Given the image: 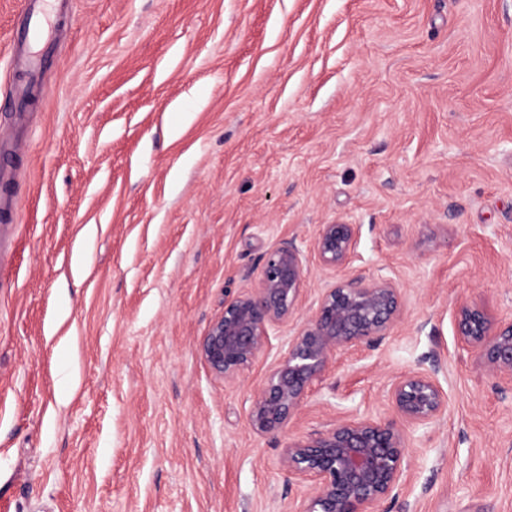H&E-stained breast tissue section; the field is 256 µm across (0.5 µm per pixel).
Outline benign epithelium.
Masks as SVG:
<instances>
[{
  "instance_id": "1",
  "label": "benign epithelium",
  "mask_w": 512,
  "mask_h": 512,
  "mask_svg": "<svg viewBox=\"0 0 512 512\" xmlns=\"http://www.w3.org/2000/svg\"><path fill=\"white\" fill-rule=\"evenodd\" d=\"M359 225H320L314 253L329 269L345 267L355 250ZM306 256L292 242L270 249L256 281L224 302L198 342L201 360L217 379L237 383L267 347L269 329L288 322L305 286ZM403 313L400 289L382 275L340 277L320 294L308 322L288 337L264 386L250 397L248 424L257 434L286 429L302 409L311 385L333 357L353 347L375 348ZM456 336L479 354L497 376L512 380V323L494 324L483 307L460 296L453 306ZM438 369L396 377L387 398L412 427L438 422L448 411ZM288 477L310 483L295 512H379V504L402 491L408 466L404 429L393 419L351 415L288 441L281 452Z\"/></svg>"
}]
</instances>
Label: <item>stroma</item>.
Instances as JSON below:
<instances>
[{"label":"stroma","instance_id":"stroma-1","mask_svg":"<svg viewBox=\"0 0 512 512\" xmlns=\"http://www.w3.org/2000/svg\"><path fill=\"white\" fill-rule=\"evenodd\" d=\"M20 4L0 0V512H294L289 439L393 418L389 381L436 364L448 415L407 428L381 512H512V381L453 318L462 295L512 321V0H57L19 43ZM335 221L360 227L340 273L312 256ZM285 241L302 295L224 385L198 341ZM340 274L392 278L400 322L253 432Z\"/></svg>","mask_w":512,"mask_h":512}]
</instances>
